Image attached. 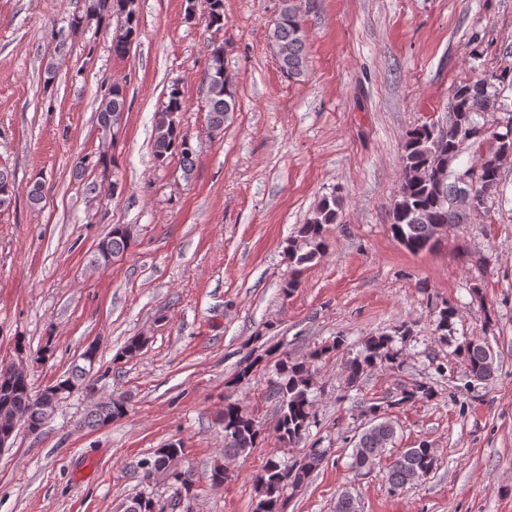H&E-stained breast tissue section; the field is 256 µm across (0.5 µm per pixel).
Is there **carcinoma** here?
I'll use <instances>...</instances> for the list:
<instances>
[{
  "label": "carcinoma",
  "mask_w": 512,
  "mask_h": 512,
  "mask_svg": "<svg viewBox=\"0 0 512 512\" xmlns=\"http://www.w3.org/2000/svg\"><path fill=\"white\" fill-rule=\"evenodd\" d=\"M120 19L119 29L112 39V53L124 56L137 34L136 0H88L83 13L71 19V28L77 29L85 22L99 23L111 18ZM207 23L211 27H224V0H208ZM270 40L288 47V54L279 59L283 75L289 79L300 78L306 69L303 20L297 5L292 0H282L279 14L269 31ZM226 44L210 46L208 64L203 75L207 86L208 123L210 131L220 134L229 114L239 105L237 85L233 74L224 69ZM512 88V72L502 71L475 80L465 81L455 87L448 106L453 114L449 122L423 123L406 135L402 154V181L393 204L391 230L393 235L412 252L433 250L441 241L437 231L440 224L452 227L483 217L463 206L458 177L468 176V189L483 199L497 191L501 181V170L512 157V117L503 124L504 131L490 133L478 120L485 112L504 109L500 96L503 88ZM126 92L124 86L114 83L104 88L97 111L98 129L102 141H107L111 130L119 125L121 112L125 111ZM183 110V97L178 86L170 88L167 102L155 115L153 157L162 166L170 157H180L184 171H191L196 151L191 138L181 126L179 112ZM469 146L477 156V162L462 171L451 169L463 146ZM108 150L85 154L77 165L86 170L106 167ZM342 198L336 194L324 197L318 204L313 218L298 229L297 235L288 240L286 253L292 272L281 286L285 295L293 294L300 285L299 275L309 264L321 258L327 243L324 226L340 221ZM131 244L130 231L125 225L113 226L108 236L97 244L92 262L105 264L109 257L124 254ZM457 309L450 303L438 312L437 330L448 339L453 330ZM395 337L371 336L354 357L344 363L349 387H357L374 368L391 367L398 362V351L394 348ZM345 344L342 336L336 337L331 347H323L310 353V360L295 361L282 357L277 365V378L271 381L270 394L278 400L279 420L277 439L292 445L302 442L309 433L315 416L312 412L313 393L312 363L322 359L330 350ZM466 366L468 376L480 383L493 379L494 353L489 343L476 338L466 340L456 347ZM86 366L73 367L68 378L58 382L65 387L86 385L93 387ZM434 396L432 386L423 382L405 386L383 402H374L365 407L363 414L370 415L369 425L358 436L352 453L351 469L356 474L370 467L395 438V427L382 409L395 408L412 400L430 399ZM59 399L45 394L35 398L27 378L5 376L0 373V435L11 436L24 425L39 429L57 410ZM126 413L121 399L106 398L91 407L84 425L103 428ZM224 425V451L243 453L262 441L261 429L253 416L245 413L236 402L224 404L221 413ZM183 451L181 441L170 442L153 453L157 463L156 472L167 473L175 498L189 495L195 480L189 471L170 468L172 459ZM325 459V450L311 447L302 458L288 466L272 460L258 478V499L254 512H285V491H296L305 486L311 474ZM435 468V454L423 442L417 448H407L395 457L388 466V483L394 490L403 489L416 480L423 479ZM124 512H165L153 496L142 493L125 505Z\"/></svg>",
  "instance_id": "obj_1"
}]
</instances>
